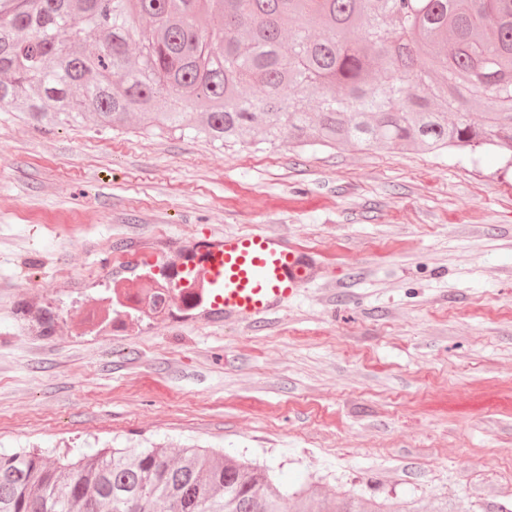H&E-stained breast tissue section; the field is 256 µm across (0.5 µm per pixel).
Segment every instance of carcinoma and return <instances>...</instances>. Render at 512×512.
Returning <instances> with one entry per match:
<instances>
[{
  "mask_svg": "<svg viewBox=\"0 0 512 512\" xmlns=\"http://www.w3.org/2000/svg\"><path fill=\"white\" fill-rule=\"evenodd\" d=\"M202 12L224 25L200 27ZM0 73V109L37 126L135 114L146 132L223 144L512 151V0H0ZM0 512L422 510L288 492L195 448H124L66 464L0 452Z\"/></svg>",
  "mask_w": 512,
  "mask_h": 512,
  "instance_id": "obj_1",
  "label": "carcinoma"
}]
</instances>
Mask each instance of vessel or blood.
Here are the masks:
<instances>
[{
  "mask_svg": "<svg viewBox=\"0 0 512 512\" xmlns=\"http://www.w3.org/2000/svg\"><path fill=\"white\" fill-rule=\"evenodd\" d=\"M314 277L303 249L262 232L231 234L207 241L197 259L177 266L174 290L204 288L207 315L262 318Z\"/></svg>",
  "mask_w": 512,
  "mask_h": 512,
  "instance_id": "b4317fda",
  "label": "vessel or blood"
}]
</instances>
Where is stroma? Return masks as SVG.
<instances>
[{
    "label": "stroma",
    "mask_w": 512,
    "mask_h": 512,
    "mask_svg": "<svg viewBox=\"0 0 512 512\" xmlns=\"http://www.w3.org/2000/svg\"><path fill=\"white\" fill-rule=\"evenodd\" d=\"M0 112V451L198 448L293 487L512 512V152L219 148ZM264 231L315 279L261 321L111 303Z\"/></svg>",
    "instance_id": "stroma-1"
}]
</instances>
